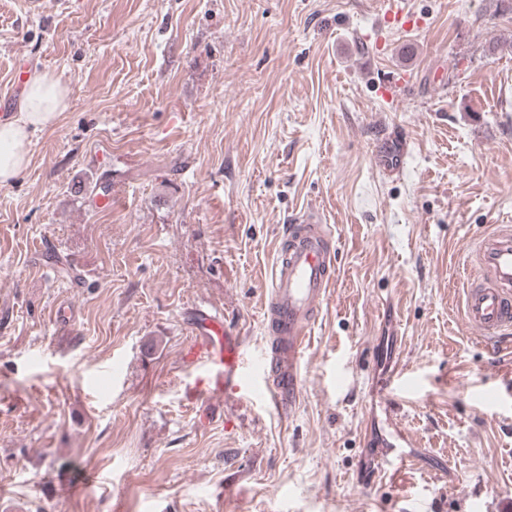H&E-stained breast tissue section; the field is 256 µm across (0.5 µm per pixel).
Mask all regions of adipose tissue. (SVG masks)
Segmentation results:
<instances>
[{"mask_svg":"<svg viewBox=\"0 0 512 512\" xmlns=\"http://www.w3.org/2000/svg\"><path fill=\"white\" fill-rule=\"evenodd\" d=\"M69 95L68 87L51 74L28 78L17 116L0 123V185L14 182L27 168L32 134L55 124Z\"/></svg>","mask_w":512,"mask_h":512,"instance_id":"ef3b65f1","label":"adipose tissue"}]
</instances>
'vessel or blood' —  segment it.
I'll use <instances>...</instances> for the list:
<instances>
[{
    "label": "vessel or blood",
    "instance_id": "vessel-or-blood-1",
    "mask_svg": "<svg viewBox=\"0 0 512 512\" xmlns=\"http://www.w3.org/2000/svg\"><path fill=\"white\" fill-rule=\"evenodd\" d=\"M337 247L318 213L307 211L277 238L270 293L262 305L265 345L249 353L220 315L197 314L183 361L196 367L193 391L200 412L213 397L248 396L263 382L267 402L281 414L295 408L301 391V363L322 306L335 283ZM476 270L463 298V318L491 342L512 333V226L497 225L474 251Z\"/></svg>",
    "mask_w": 512,
    "mask_h": 512
}]
</instances>
